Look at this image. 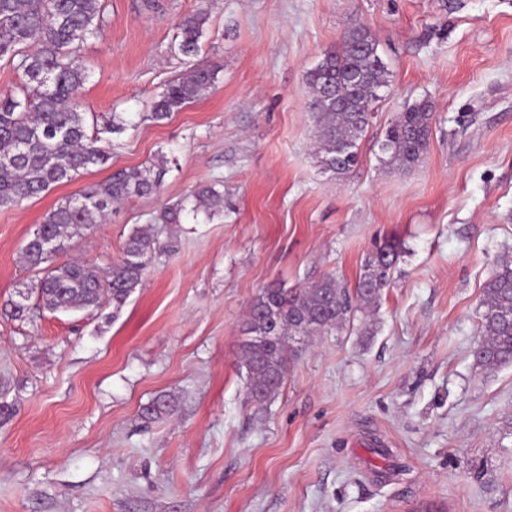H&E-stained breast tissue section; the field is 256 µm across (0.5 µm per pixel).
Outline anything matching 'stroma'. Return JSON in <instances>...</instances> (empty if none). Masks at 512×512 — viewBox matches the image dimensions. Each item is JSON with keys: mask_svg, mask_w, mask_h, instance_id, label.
I'll use <instances>...</instances> for the list:
<instances>
[{"mask_svg": "<svg viewBox=\"0 0 512 512\" xmlns=\"http://www.w3.org/2000/svg\"><path fill=\"white\" fill-rule=\"evenodd\" d=\"M100 0L80 47L88 113L146 112L184 68L175 25L205 5L214 85L171 119L113 139L93 167L0 210V512H512V365L481 369V300L512 257V0ZM367 26L389 72L348 174L323 170L308 72ZM434 106L408 170L390 123ZM173 155L159 197L113 207L70 242L108 265L134 225L201 184L224 213L159 227L166 252L120 315L9 303L21 249L63 198ZM394 283L350 326L294 344L278 395L249 403L246 313L262 289L354 287L376 245ZM173 397V413L142 409Z\"/></svg>", "mask_w": 512, "mask_h": 512, "instance_id": "obj_1", "label": "stroma"}]
</instances>
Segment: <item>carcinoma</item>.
<instances>
[{
	"label": "carcinoma",
	"mask_w": 512,
	"mask_h": 512,
	"mask_svg": "<svg viewBox=\"0 0 512 512\" xmlns=\"http://www.w3.org/2000/svg\"><path fill=\"white\" fill-rule=\"evenodd\" d=\"M99 0H0V60L22 72L24 81L0 93V208L39 198L112 158V135L145 121L160 123L201 98L213 86L218 66L200 57L209 20L200 7L181 18L173 44L189 68L173 79L149 112H113L103 126L87 130L77 96L89 78L78 48L100 29ZM315 122V153L321 165L345 175L357 165L360 141L372 106L388 87V72L377 41L364 26L351 28L339 49L324 53L308 73ZM433 106L422 100L398 115L381 144L387 162L401 170L416 166L430 144ZM174 159L161 152L144 168L119 169L106 180L63 199L43 217L23 248L25 265L40 273L33 288L50 312L94 310L112 303L117 318L140 287L156 254L166 249L152 227H135L120 258L104 269L67 259V243L81 230L103 223L112 205L161 193ZM224 208V193L201 184L184 199L164 205L156 224H181L190 216L211 219ZM399 247L386 242L365 262L354 292L328 277L303 288H266L254 299L246 320L244 367L248 399L257 406L283 386L288 341L340 329L354 312L376 304L393 280ZM481 340L476 364L494 369L512 364V260L503 258L483 290ZM173 410L159 397L143 409L153 419Z\"/></svg>",
	"instance_id": "cac0c4a2"
}]
</instances>
